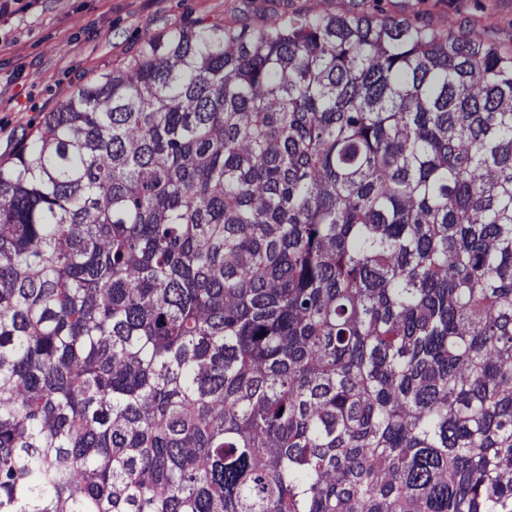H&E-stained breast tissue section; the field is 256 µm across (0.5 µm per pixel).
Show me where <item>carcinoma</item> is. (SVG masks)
Masks as SVG:
<instances>
[{"instance_id":"carcinoma-1","label":"carcinoma","mask_w":512,"mask_h":512,"mask_svg":"<svg viewBox=\"0 0 512 512\" xmlns=\"http://www.w3.org/2000/svg\"><path fill=\"white\" fill-rule=\"evenodd\" d=\"M0 512H512V50L295 13L49 113L0 162Z\"/></svg>"}]
</instances>
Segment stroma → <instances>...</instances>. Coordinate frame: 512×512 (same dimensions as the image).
I'll list each match as a JSON object with an SVG mask.
<instances>
[{
	"instance_id": "stroma-1",
	"label": "stroma",
	"mask_w": 512,
	"mask_h": 512,
	"mask_svg": "<svg viewBox=\"0 0 512 512\" xmlns=\"http://www.w3.org/2000/svg\"><path fill=\"white\" fill-rule=\"evenodd\" d=\"M0 14V160L34 132L93 74L134 57L165 31L274 15L346 14L362 0H23ZM389 14L418 16L432 28L462 29L475 41L512 50V0H389Z\"/></svg>"
}]
</instances>
